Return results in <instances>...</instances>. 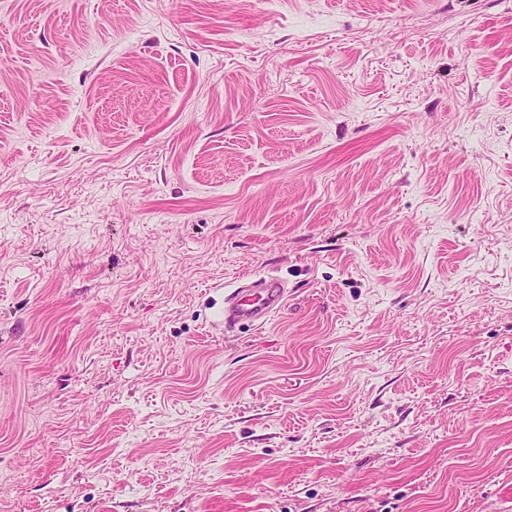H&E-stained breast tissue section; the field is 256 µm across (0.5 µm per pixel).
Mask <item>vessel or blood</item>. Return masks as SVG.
I'll list each match as a JSON object with an SVG mask.
<instances>
[{
	"mask_svg": "<svg viewBox=\"0 0 512 512\" xmlns=\"http://www.w3.org/2000/svg\"><path fill=\"white\" fill-rule=\"evenodd\" d=\"M288 296L284 282L259 276L235 288L224 298V326H261L279 311Z\"/></svg>",
	"mask_w": 512,
	"mask_h": 512,
	"instance_id": "1",
	"label": "vessel or blood"
}]
</instances>
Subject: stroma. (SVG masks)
I'll list each match as a JSON object with an SVG mask.
<instances>
[{"instance_id": "1", "label": "stroma", "mask_w": 512, "mask_h": 512, "mask_svg": "<svg viewBox=\"0 0 512 512\" xmlns=\"http://www.w3.org/2000/svg\"><path fill=\"white\" fill-rule=\"evenodd\" d=\"M507 487L512 0H0V512ZM224 298V328L261 326L279 311L288 297L284 282L273 276L246 279Z\"/></svg>"}]
</instances>
